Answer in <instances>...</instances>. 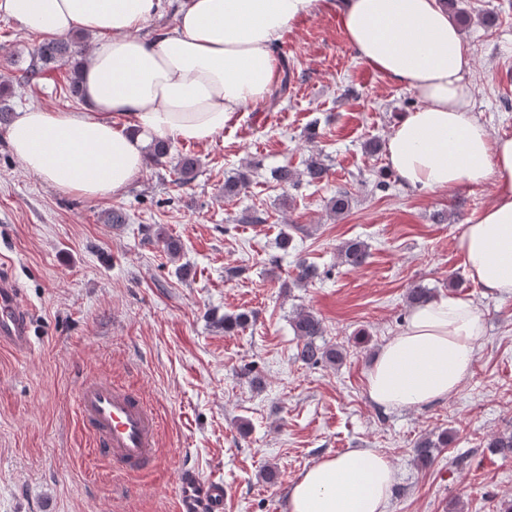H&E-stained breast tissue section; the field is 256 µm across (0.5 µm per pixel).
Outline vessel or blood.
I'll return each mask as SVG.
<instances>
[{"label": "vessel or blood", "instance_id": "b4317fda", "mask_svg": "<svg viewBox=\"0 0 512 512\" xmlns=\"http://www.w3.org/2000/svg\"><path fill=\"white\" fill-rule=\"evenodd\" d=\"M31 312L20 288L0 274V348L27 352L31 345ZM80 422L92 436L97 453L112 467L132 472L149 466L156 452V418L133 390L108 379L84 380L77 400ZM177 512H224V483L183 472Z\"/></svg>", "mask_w": 512, "mask_h": 512}]
</instances>
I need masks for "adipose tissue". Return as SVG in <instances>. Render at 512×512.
<instances>
[{"instance_id":"obj_1","label":"adipose tissue","mask_w":512,"mask_h":512,"mask_svg":"<svg viewBox=\"0 0 512 512\" xmlns=\"http://www.w3.org/2000/svg\"><path fill=\"white\" fill-rule=\"evenodd\" d=\"M174 11L173 28L148 22ZM335 12L359 59L420 101L387 139V165L408 188L487 181L491 205L466 225L457 248L471 280L512 295V138L473 114L465 76L472 52L443 0H0L21 27L95 36L83 68L84 108L32 107L8 131L31 176L87 200L121 194L144 170L156 139L207 143L270 91L275 48L294 23ZM483 321L471 301L448 296L414 307L366 372L385 409L428 405L456 393L472 372ZM395 470L372 448L327 457L288 493V512H386Z\"/></svg>"}]
</instances>
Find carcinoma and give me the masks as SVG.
I'll use <instances>...</instances> for the list:
<instances>
[{"label": "carcinoma", "mask_w": 512, "mask_h": 512, "mask_svg": "<svg viewBox=\"0 0 512 512\" xmlns=\"http://www.w3.org/2000/svg\"><path fill=\"white\" fill-rule=\"evenodd\" d=\"M90 35L84 32H75L66 38H55L40 43L24 69V78L32 82L48 68L66 65L69 67L68 92L75 99H82V67L86 61V52ZM171 154L170 143L166 140H155L149 144L148 161L161 164ZM176 181L181 185L191 183L196 177L197 161L191 157L181 158L175 165ZM328 168L317 157H310L305 168L301 171L283 165L274 174L276 182L283 188L295 186L301 181L316 185L325 180ZM342 262L351 268L363 266L369 257V246L360 239L345 241L339 248ZM434 299V291L420 283L411 285L407 292V303L411 306L424 304ZM253 322V314L249 311H240L224 316V332L230 333L247 327ZM295 334L302 340L298 346L295 358L305 365H317L321 362L336 363L342 358V352L335 347L321 346L316 338L323 335L322 320L305 309L295 312L292 319ZM448 432L444 431L436 436L430 435L415 445L418 459L429 461L433 451L437 448L448 447ZM488 447L495 449L504 458L512 456V432L500 433L488 442Z\"/></svg>", "instance_id": "1"}]
</instances>
